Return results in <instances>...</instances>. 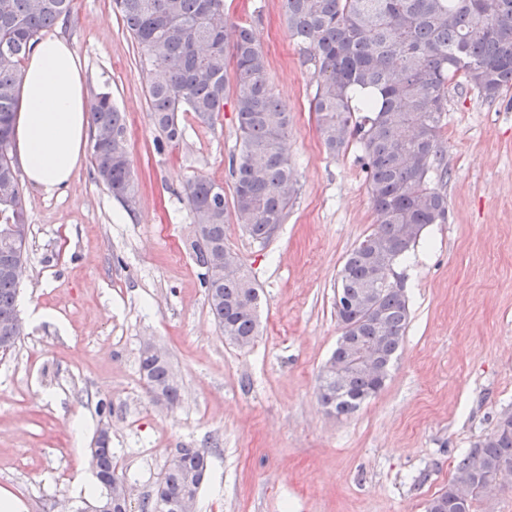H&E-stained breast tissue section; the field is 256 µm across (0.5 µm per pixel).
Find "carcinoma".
Instances as JSON below:
<instances>
[{
	"instance_id": "cac0c4a2",
	"label": "carcinoma",
	"mask_w": 512,
	"mask_h": 512,
	"mask_svg": "<svg viewBox=\"0 0 512 512\" xmlns=\"http://www.w3.org/2000/svg\"><path fill=\"white\" fill-rule=\"evenodd\" d=\"M73 0H0V226L26 223L25 201L12 155L20 67L42 33L70 18ZM114 11L140 46L150 71L148 98L164 139L183 137L178 114L210 122L224 110L234 80L240 148L230 162L233 202L224 187L204 178L188 182L200 242L193 245L212 318L225 341L250 347L260 334L261 295L238 257L224 248L229 211L249 236L267 243L288 216L297 183L285 148L290 117L267 79L266 57L252 31L231 21L224 0H113ZM288 31L305 63L314 67L311 101L320 139L336 155L354 146L366 174L376 228L346 256L336 285V316L350 326L348 343H336L329 360L349 362L350 351L382 344L374 377L350 367L347 384L318 376L317 399L327 413L348 416L384 387L410 322L403 287L375 278L369 264L377 240L390 246L394 263L413 249L430 224L448 220V181L441 133L448 89L462 76L485 99L512 88V0H286ZM91 127L112 132L94 140L97 180L122 201L134 193L125 122L108 92L97 94ZM239 273L207 278L220 264ZM18 284L0 271V324L19 318ZM138 367L149 395L167 406L182 394L169 365L140 349ZM102 474L118 475L112 449L97 439ZM213 449L178 448L165 464L154 494L140 512H163L186 491H200ZM512 468V413L460 455L448 487L427 512H476L486 484Z\"/></svg>"
}]
</instances>
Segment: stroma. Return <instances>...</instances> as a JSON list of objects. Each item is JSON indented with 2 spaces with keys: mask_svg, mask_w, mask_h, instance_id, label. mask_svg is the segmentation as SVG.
Wrapping results in <instances>:
<instances>
[{
  "mask_svg": "<svg viewBox=\"0 0 512 512\" xmlns=\"http://www.w3.org/2000/svg\"><path fill=\"white\" fill-rule=\"evenodd\" d=\"M250 27L287 107L296 191L264 245L242 224L224 244L262 291L250 349L213 322L185 194L200 177L233 195L232 102L204 124L183 112L180 141L156 149L142 52L112 0H73L52 36L72 42L86 94L125 115L136 191L122 201L84 161L46 196L24 186L29 248L24 334L0 355V489L27 512H82L100 492L90 450L100 427L135 498L153 493L171 450L209 446L196 512H425L455 459L512 413V91L489 101L448 90L442 132L448 221L426 227L395 267L411 318L384 388L349 417L328 415L317 377L336 346L334 299L346 254L375 214L355 149L326 153L309 110L311 65L285 0H224ZM170 355L182 402L156 406L138 371L144 337Z\"/></svg>",
  "mask_w": 512,
  "mask_h": 512,
  "instance_id": "35a3bbf8",
  "label": "stroma"
}]
</instances>
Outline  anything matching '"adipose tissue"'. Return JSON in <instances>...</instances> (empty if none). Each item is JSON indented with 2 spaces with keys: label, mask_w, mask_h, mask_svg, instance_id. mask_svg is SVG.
I'll return each mask as SVG.
<instances>
[{
  "label": "adipose tissue",
  "mask_w": 512,
  "mask_h": 512,
  "mask_svg": "<svg viewBox=\"0 0 512 512\" xmlns=\"http://www.w3.org/2000/svg\"><path fill=\"white\" fill-rule=\"evenodd\" d=\"M13 150L29 185L45 195L68 186L90 137L84 78L73 45L41 39L21 70Z\"/></svg>",
  "instance_id": "obj_1"
}]
</instances>
